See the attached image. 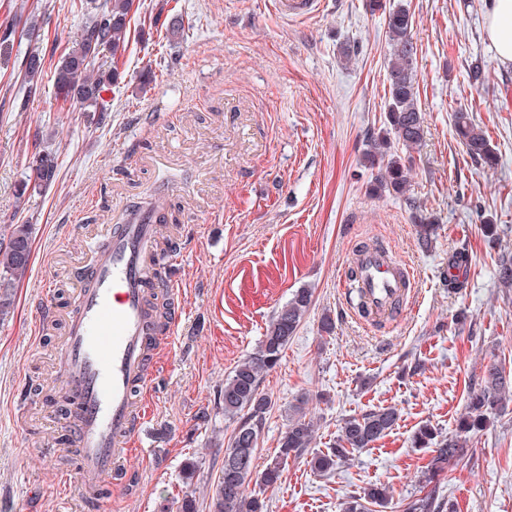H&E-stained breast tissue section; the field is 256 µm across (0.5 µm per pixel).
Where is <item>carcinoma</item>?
Masks as SVG:
<instances>
[{
    "label": "carcinoma",
    "mask_w": 512,
    "mask_h": 512,
    "mask_svg": "<svg viewBox=\"0 0 512 512\" xmlns=\"http://www.w3.org/2000/svg\"><path fill=\"white\" fill-rule=\"evenodd\" d=\"M133 0H106L89 15L80 41L62 55L55 68L57 95L64 101L73 100L85 112H100L101 93L118 82L120 73L115 67H103L97 59L105 50L112 57L126 51V36L132 20ZM413 14L400 6L388 13L385 20L388 45V100L385 128L369 140L365 157L368 162L383 163L373 190L404 194L408 190L406 165L397 147L410 149L421 143L424 116L418 107V75L415 67L417 46L413 42ZM43 69L39 55L29 56L24 65V80L32 85ZM453 126L466 154L484 164L495 163V152L485 130L467 112L453 115ZM39 164L34 177L21 185L18 195L30 189L47 187L56 176V163L49 153H38ZM31 225L11 224L7 235L0 237V321L13 309V288L25 276L31 261ZM468 250L456 249L448 257V266L461 275L448 281L450 288H464L467 283ZM498 280L512 287V257L503 255L498 265ZM313 303V290L300 288L287 304L272 316L256 351L239 363L224 379V418L233 424L226 448L224 463L237 462L233 470H220L211 497L212 512H267L265 501L247 493L250 482L260 487H272L281 481L290 459H298L311 447L315 424L308 417V398L302 396L292 405L288 424L280 439L274 458L261 471L255 464L259 440L272 408L270 398L260 390L266 372L276 367L288 343L296 333ZM512 400V379L505 368L494 362L486 366L479 388L467 398L456 424V433L448 438L429 425L419 427L413 435L416 448L432 449L431 459L422 478L431 484L452 461H461L468 454L471 435L483 431L492 415L500 413L506 401ZM399 419L395 408L385 407L367 411L342 420L336 447L327 453H316L308 461L317 474H328L337 465L350 460L355 453L373 447L374 443L391 432ZM390 494L383 484H370L342 503L341 512H380L388 507ZM438 508L433 492L407 504L405 512H435Z\"/></svg>",
    "instance_id": "obj_1"
}]
</instances>
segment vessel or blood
I'll return each instance as SVG.
<instances>
[{"label":"vessel or blood","mask_w":512,"mask_h":512,"mask_svg":"<svg viewBox=\"0 0 512 512\" xmlns=\"http://www.w3.org/2000/svg\"><path fill=\"white\" fill-rule=\"evenodd\" d=\"M322 0H273L280 16L306 20ZM171 182L155 190L146 206L120 209L103 225L90 260L76 273L79 288L71 305L57 311L44 301L42 313L65 323L58 369L64 380L65 428L80 459L85 491L109 482L131 452L144 412L132 397L135 386L153 379V358L163 338L150 305L158 283L154 270L163 260L157 250L161 212L157 201L174 193ZM363 272L357 285L370 308L383 313L401 293L410 271L373 248L359 254Z\"/></svg>","instance_id":"b4317fda"}]
</instances>
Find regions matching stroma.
<instances>
[{
    "instance_id": "1",
    "label": "stroma",
    "mask_w": 512,
    "mask_h": 512,
    "mask_svg": "<svg viewBox=\"0 0 512 512\" xmlns=\"http://www.w3.org/2000/svg\"><path fill=\"white\" fill-rule=\"evenodd\" d=\"M271 0H134L121 79L105 109L81 111L55 97L54 68L79 40L90 0H0V232L32 227V258L0 324V512H87L64 413L58 361L64 324L34 329L42 296L74 297L75 273L117 204L150 200L161 181L177 223L166 276L178 284L182 320L156 365L148 413L119 480L101 492L104 512H161L193 490L201 508L224 463L232 424L220 389L255 351L272 315L300 288L313 303L261 389L272 410L257 465L273 457L291 404L308 395L313 449L333 446L343 418L396 407L400 418L374 447L328 476L289 461L264 490L268 512H340L371 483L388 486L387 512L422 496L431 457L412 437L430 424L454 434L486 365L512 373V288L496 264L512 256V65L485 32V0H328L304 22ZM415 18L422 142L405 151V194L373 192L363 158L383 127L389 45L385 16ZM184 28L171 33L172 18ZM44 58L37 87L27 57ZM481 59L484 85L468 79ZM465 111L497 155L471 159L453 131ZM56 157L52 185L17 197L36 150ZM437 220L430 249L417 212ZM495 234L497 248L487 236ZM380 246L413 270L395 315L362 319L341 284L362 246ZM470 255L468 285L448 286V257ZM332 332L321 330L324 316ZM449 464L439 494L451 512H512V406L471 437ZM198 464L184 484L187 461Z\"/></svg>"
}]
</instances>
